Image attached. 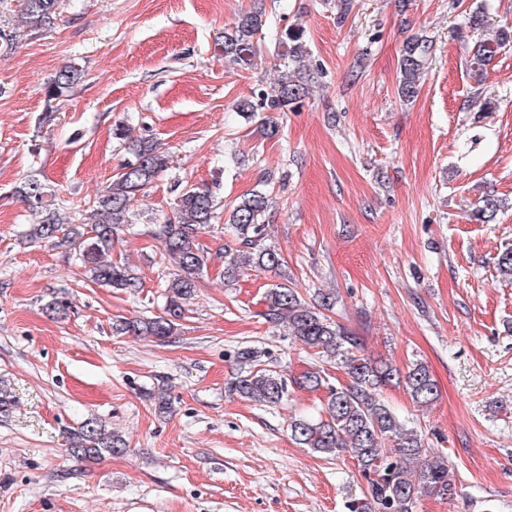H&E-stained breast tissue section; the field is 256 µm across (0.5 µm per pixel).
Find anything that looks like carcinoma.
<instances>
[{"label":"carcinoma","mask_w":512,"mask_h":512,"mask_svg":"<svg viewBox=\"0 0 512 512\" xmlns=\"http://www.w3.org/2000/svg\"><path fill=\"white\" fill-rule=\"evenodd\" d=\"M23 22L33 28L48 27L59 17L61 0H18ZM267 26L265 12L260 9L241 14L234 25L224 29L220 51L228 62L251 64L257 35ZM286 53L284 69L270 90L258 96L272 110L284 112L307 94L314 76L307 71L303 32L288 29L279 38ZM512 44V28L496 32L491 40L476 42L470 70L480 81L483 69L497 51ZM429 46L423 37H410L400 61L401 79L397 94L402 102L417 98ZM78 64L63 67L45 88L46 102L66 95L81 79ZM248 118L258 120L268 138L279 134V126L271 117H261L251 103L241 104ZM112 135L125 141L129 158L113 176L107 189L98 195L82 222L74 224L64 238L79 247L81 262L88 266L93 281L116 290L137 294L140 279L126 262L112 261L110 253L118 233L131 224L130 205L136 193L167 167L168 158L157 143L132 137L130 127L119 125ZM16 194L38 216L29 235L53 242L62 230L57 218L55 198L48 196L46 185L36 177L26 179ZM220 201L207 185H190L179 196L172 217L159 225L156 236L178 272L165 286L164 311L153 317L124 318L112 329L117 334L148 336L159 342L173 335L183 319L192 298L197 276L207 263V253L199 243L201 230L217 218ZM503 202L488 194L481 199L478 220H492ZM270 209L268 195L255 191L241 198L224 218L233 236V245L224 246V279L233 281L242 270L253 267L263 272L280 270L282 255L267 243L265 216ZM329 295L314 307L307 304L298 291L286 284L271 288L265 296L264 320L274 327L285 326L288 335L322 359L337 362L348 375V381L332 385L319 370L302 373L290 380L266 359V353L246 346L238 350L239 370L224 391L240 399L278 405L287 396L289 383L299 388L325 392L321 410L314 417L295 416L288 423L291 439L315 453L336 457L348 452L356 459L359 473L366 481L364 498L347 505L348 512H415L421 497L451 499L457 482L448 459L425 448L421 434L407 426L381 398L382 388L396 384L412 402L427 408L438 397L437 384L428 366L413 361L406 371L383 359L374 360L362 354L361 337L334 320ZM128 450L126 439L117 431H109L101 422L88 420L69 433L68 454L78 460L94 461L104 454L123 455Z\"/></svg>","instance_id":"obj_1"}]
</instances>
